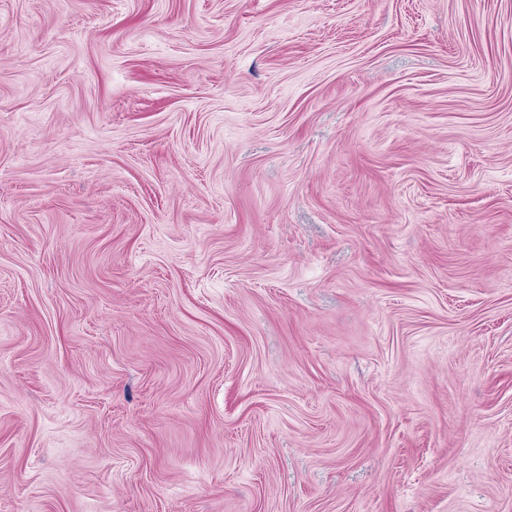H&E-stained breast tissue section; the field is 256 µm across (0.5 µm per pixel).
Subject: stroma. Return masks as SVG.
Returning a JSON list of instances; mask_svg holds the SVG:
<instances>
[{
	"mask_svg": "<svg viewBox=\"0 0 512 512\" xmlns=\"http://www.w3.org/2000/svg\"><path fill=\"white\" fill-rule=\"evenodd\" d=\"M0 512H512V0H0Z\"/></svg>",
	"mask_w": 512,
	"mask_h": 512,
	"instance_id": "obj_1",
	"label": "stroma"
}]
</instances>
